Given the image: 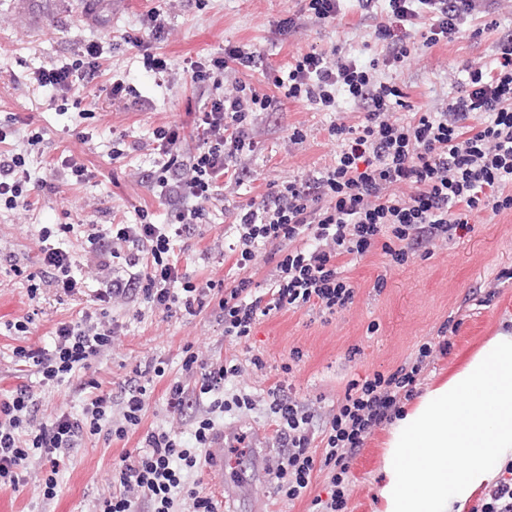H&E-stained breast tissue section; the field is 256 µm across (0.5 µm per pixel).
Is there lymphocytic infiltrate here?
<instances>
[{
    "mask_svg": "<svg viewBox=\"0 0 512 512\" xmlns=\"http://www.w3.org/2000/svg\"><path fill=\"white\" fill-rule=\"evenodd\" d=\"M384 20H377L376 0H358L361 21H372L373 38L385 66L403 63L416 43L454 41L460 26L480 0H387ZM98 45L85 49L81 60L42 69L39 86L69 92L78 75H94ZM254 53L225 46L218 56L190 62L185 71L208 94L195 116L202 143L193 153L182 149L178 125L153 131L152 146L162 165L146 179L171 204L168 224L150 220L141 211L135 224H91L85 230L84 253L52 245L53 237L69 234L70 224H45L38 231L44 274L30 284V297L40 286L71 297L88 280L100 281L94 300L97 311L79 322L58 324L48 348H14L17 362L34 368L43 386L61 384L76 371L112 349L119 326L109 319L115 303L141 301L152 310L188 316L212 309L225 339L248 340L262 318L305 307L316 309L323 321L350 307L355 289L345 260L382 252L402 266L413 256L431 254L436 245L453 244L458 229L472 217L490 210L512 211V34L499 37L496 63L468 69L467 78L444 110L394 117L398 87L377 79L340 51L311 50L294 58L286 78L276 87L285 96L303 99L323 112L336 111L339 94H346L361 113L357 124L336 122L328 133L340 145L330 164L313 174L271 183L260 198L236 207L237 235L229 249L239 274L232 281L198 279L181 264L179 250L193 235L208 203L218 200L225 182H237L249 169L242 158L256 149L249 128L256 113L270 112L275 99L250 84L224 85L230 65L252 66ZM409 192L398 195L397 187ZM36 188L24 154L0 153V203L7 209L28 208ZM267 250L274 267L256 279L253 263ZM87 267L88 278L78 277ZM460 319L448 316L435 337L392 372H374L349 384L335 409L320 413L297 397L291 383L278 381L267 391L268 410L279 452L268 471L281 498H300L317 477L326 493L311 501L313 512H344L349 491V462L375 429L392 424L403 402L416 397L437 355L445 353L449 334ZM186 377L167 389V408L193 424L191 442L162 428L142 430L152 394L150 379L135 373L121 392L122 419L110 425L111 393L87 394L80 417L67 413L51 421L38 418L39 402L29 385L21 384L0 400V489L27 485L26 464L39 456L48 468L41 478L44 498L57 494L61 457L84 439L106 435L124 440L140 432L134 451L121 455L112 470V494L100 512H178L179 495H186L190 512H218L213 496L187 488L190 474L210 463L208 448L227 441L229 451L247 447V433L225 439L217 416L253 410L256 400L227 386L242 371L231 360H206L184 348Z\"/></svg>",
    "mask_w": 512,
    "mask_h": 512,
    "instance_id": "obj_1",
    "label": "lymphocytic infiltrate"
}]
</instances>
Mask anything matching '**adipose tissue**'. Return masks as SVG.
<instances>
[{
  "label": "adipose tissue",
  "instance_id": "obj_1",
  "mask_svg": "<svg viewBox=\"0 0 512 512\" xmlns=\"http://www.w3.org/2000/svg\"><path fill=\"white\" fill-rule=\"evenodd\" d=\"M386 448L377 512H467L512 458V333L490 337L402 410Z\"/></svg>",
  "mask_w": 512,
  "mask_h": 512
}]
</instances>
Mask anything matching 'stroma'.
I'll list each match as a JSON object with an SVG mask.
<instances>
[{
  "mask_svg": "<svg viewBox=\"0 0 512 512\" xmlns=\"http://www.w3.org/2000/svg\"><path fill=\"white\" fill-rule=\"evenodd\" d=\"M301 7L300 0H0V123L11 113L23 120L17 132L0 143V153L25 150L33 180L43 184L33 210L0 211V266L14 263L24 270L19 277L0 273V399L23 382L36 388L40 417L49 420L61 412L76 416L82 409L81 383L93 380L116 392L135 369L160 361L165 374L153 380L144 423L174 431L187 441L192 427L168 411L165 396L169 381L183 375V347L193 345L209 359L236 357L242 371L234 386L254 395L257 405L246 416L224 418L222 426L250 433L262 429L266 441L265 447L243 459L244 498L235 501L236 512H249L254 505L264 512H309L312 495L325 488L320 479L311 496L286 501L276 495L267 471L277 453L267 391L284 376V364L293 366L289 378L298 394L324 413L343 398L351 381L395 370L418 344L435 336L451 313H458L462 323L451 336L447 353L435 361L436 376L453 367L459 352L512 331V280L497 279L503 268L512 267V212L487 211L459 230L454 245L438 247L431 256L402 266L389 265L381 254L349 263L356 298L330 321L307 308L273 314L260 321L248 342L236 344L224 339L211 310L194 317H167L135 301L112 306L110 314L122 329L111 352L69 381L47 389L39 386L32 372L18 373L14 347H50L58 323L78 321L84 311L93 310V292L99 287L89 281L88 292L73 297L44 287L39 301L30 299L26 276L41 270L39 225H74V233L59 236L58 241L62 248L77 249L84 241L85 224H133L143 209L155 223L170 222L167 201L140 175L159 162L150 147L156 127L179 124L186 148L199 144L195 114L202 91L184 73L187 62L221 53L228 44L255 50L254 67H232L224 78L244 80L277 98L276 111L258 113L252 125L251 136L258 144L249 162L252 178L225 185L223 198L207 205L199 236L186 243L182 260L193 276L235 277L228 250L235 236L234 208L264 194L269 183L320 170L333 160L338 145L327 128L338 119L357 123L355 105L343 96L337 111H318L275 89L274 76L285 71L292 57L315 48L339 50L362 67L379 58L380 49L371 29L358 24L356 0H343L340 19L309 23L293 35L278 32L277 21ZM157 11L170 31L160 42L150 36L146 24ZM494 17L496 29H485L486 19L479 14L463 24L454 42L422 46L398 67H379V77L402 92L400 104L393 108L396 117L441 111L466 79L465 64L490 66L498 38L512 31V0H499ZM92 43L102 51L92 82L67 93L38 85L36 72L72 62ZM147 51L168 60V77L158 81L145 70L142 57ZM116 78L134 90L122 109L113 108L109 96ZM81 109L86 112L82 118L77 115ZM296 127L306 134L299 144L291 139ZM119 131L132 135L138 148L113 154L112 135ZM34 133L42 139L31 147L26 139ZM67 156L91 171L88 181L64 179L59 164ZM379 280L384 283L380 289L375 286ZM493 281L498 284L493 302L484 306L473 301V293ZM28 315L34 318L30 334L8 331L9 323ZM296 350L302 358L295 363L291 354ZM255 355L264 359L263 370L251 364ZM388 434L385 428L375 430L352 460L345 512H375ZM136 446L133 436L114 443L98 436L67 449L57 495L50 500L43 499L38 488L44 462L31 457L27 487L19 493L0 490V512H98L112 493L113 466Z\"/></svg>",
  "mask_w": 512,
  "mask_h": 512,
  "instance_id": "obj_1",
  "label": "stroma"
}]
</instances>
